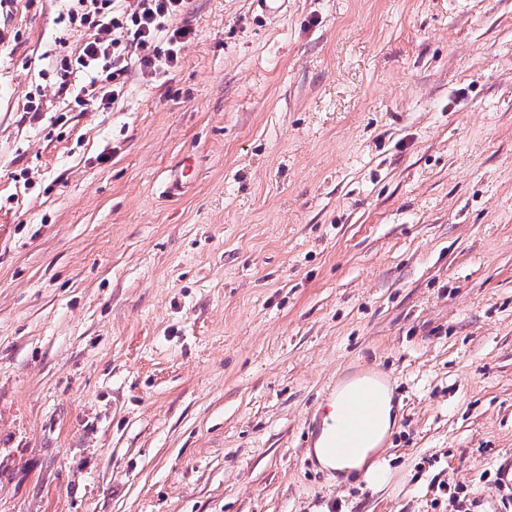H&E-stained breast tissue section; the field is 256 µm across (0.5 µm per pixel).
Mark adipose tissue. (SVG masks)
I'll list each match as a JSON object with an SVG mask.
<instances>
[{
  "label": "adipose tissue",
  "mask_w": 512,
  "mask_h": 512,
  "mask_svg": "<svg viewBox=\"0 0 512 512\" xmlns=\"http://www.w3.org/2000/svg\"><path fill=\"white\" fill-rule=\"evenodd\" d=\"M373 389L377 411L375 430L360 453L354 456L331 453L326 447L330 437V431L326 428L322 429L317 438L313 453L325 468L335 471L337 477L344 479L359 475L367 484L378 486L386 482L388 473L384 466L375 464L373 458L378 453L388 433L391 432L395 424L396 414L389 387L386 384L377 383L374 384Z\"/></svg>",
  "instance_id": "ef3b65f1"
}]
</instances>
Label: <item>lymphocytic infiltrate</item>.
Masks as SVG:
<instances>
[{
	"instance_id": "f902f5d3",
	"label": "lymphocytic infiltrate",
	"mask_w": 512,
	"mask_h": 512,
	"mask_svg": "<svg viewBox=\"0 0 512 512\" xmlns=\"http://www.w3.org/2000/svg\"><path fill=\"white\" fill-rule=\"evenodd\" d=\"M185 6L186 0H70L69 26L89 36L77 56L61 58L58 93L104 112L122 97L132 68L153 75L175 67L193 35L175 24ZM77 73L85 82H72Z\"/></svg>"
}]
</instances>
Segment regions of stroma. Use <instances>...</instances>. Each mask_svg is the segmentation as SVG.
<instances>
[{
	"label": "stroma",
	"mask_w": 512,
	"mask_h": 512,
	"mask_svg": "<svg viewBox=\"0 0 512 512\" xmlns=\"http://www.w3.org/2000/svg\"><path fill=\"white\" fill-rule=\"evenodd\" d=\"M67 7L0 0V512H512V0H188L105 112ZM361 371L380 488L306 454Z\"/></svg>",
	"instance_id": "stroma-1"
}]
</instances>
